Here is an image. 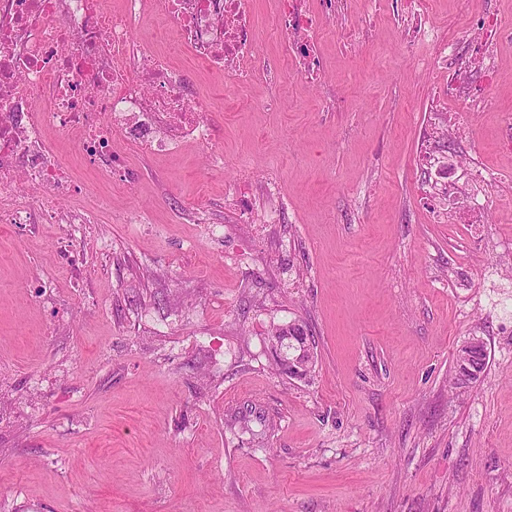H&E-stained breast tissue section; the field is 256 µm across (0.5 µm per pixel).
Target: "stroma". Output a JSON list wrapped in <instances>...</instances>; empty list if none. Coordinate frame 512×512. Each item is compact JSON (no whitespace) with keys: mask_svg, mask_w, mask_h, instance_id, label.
Returning a JSON list of instances; mask_svg holds the SVG:
<instances>
[{"mask_svg":"<svg viewBox=\"0 0 512 512\" xmlns=\"http://www.w3.org/2000/svg\"><path fill=\"white\" fill-rule=\"evenodd\" d=\"M426 8L445 39L473 11L512 20V0ZM255 12L278 64L253 82L169 59L212 102L223 167L190 144L127 149L111 182L62 142L85 189L60 207L90 223L0 224V512H512V223L477 237L430 220L419 133L438 80L412 60L431 45L406 47L401 0H346L314 88L281 52L274 0ZM493 53L499 109L470 145L512 172V46ZM243 170L280 223L225 207ZM293 320L314 345L303 380L267 338ZM471 336L486 369L459 388Z\"/></svg>","mask_w":512,"mask_h":512,"instance_id":"stroma-1","label":"stroma"}]
</instances>
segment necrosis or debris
<instances>
[{
    "label": "necrosis or debris",
    "mask_w": 512,
    "mask_h": 512,
    "mask_svg": "<svg viewBox=\"0 0 512 512\" xmlns=\"http://www.w3.org/2000/svg\"><path fill=\"white\" fill-rule=\"evenodd\" d=\"M110 0H0V224H41L58 216L59 199L79 190L69 166L47 136L76 139L83 164L108 179L125 177L115 143L147 154L174 151L194 142L205 147L212 167L224 156L208 114L211 104L192 99L166 68L162 48L177 40L209 73L241 82L259 57L252 0H127L112 11ZM164 16V27L144 45L131 38L133 20L145 7ZM281 41L293 71L320 85L325 61L320 35L341 0H276ZM408 44L433 42L425 0H404ZM465 45L433 42L419 64L447 71L431 108L460 111L456 137L471 128L478 112L495 109L498 82L493 44L512 45V22L496 15L467 19ZM425 177L441 193L434 223L485 224L486 186L501 173L450 152L427 163ZM27 203H20L19 192Z\"/></svg>",
    "instance_id": "1"
}]
</instances>
